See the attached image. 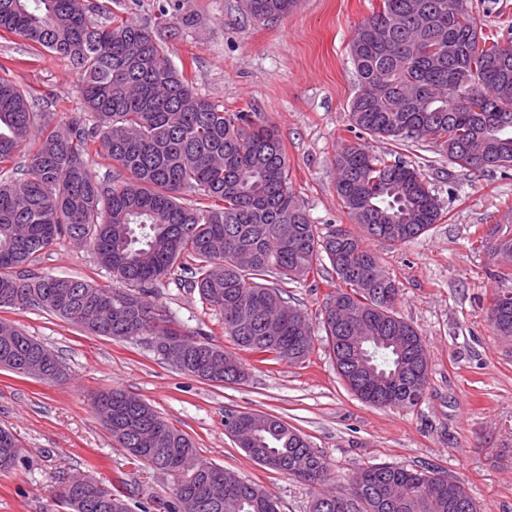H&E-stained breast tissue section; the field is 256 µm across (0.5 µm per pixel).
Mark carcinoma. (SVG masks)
Wrapping results in <instances>:
<instances>
[{
    "label": "carcinoma",
    "instance_id": "carcinoma-1",
    "mask_svg": "<svg viewBox=\"0 0 512 512\" xmlns=\"http://www.w3.org/2000/svg\"><path fill=\"white\" fill-rule=\"evenodd\" d=\"M244 12L266 22L292 10L295 0H241ZM108 3L90 0H0V32L71 62L91 124L63 122L58 113L0 76V292L14 290L34 307L96 336H152L161 346L179 338L181 370L205 381L203 349L172 325L149 299L165 280L186 277L200 300L224 315V332L240 349L268 360H304L313 329L302 309L266 284H288L298 270L329 262L345 285L328 294L345 320L321 318L336 371L361 401L410 409L411 392L425 393L428 373L418 331L395 311L398 289L367 241L389 246L429 233L440 205L421 169L371 154L362 144L336 156V194L354 227L321 233L288 191V169L274 126L251 112H226L199 97L168 57L161 31L111 17ZM482 40L470 0H382L355 31L351 61L360 87L350 104L354 127L413 145L432 140L462 170L512 167V42L497 55L473 52ZM472 98L481 111L471 110ZM38 134L24 168L17 151ZM122 170L121 181L99 179L85 161L89 143ZM66 235L91 243L99 264L120 283L102 287L72 277L37 275L33 260ZM512 276V228L490 224L480 235ZM21 342L0 340V367L28 376L32 355L51 353L17 330ZM112 439L133 457L172 476L183 512H277L271 496L234 473L199 459L197 448L144 400L112 390ZM245 419L246 454L269 469L312 484L328 479L329 464L278 417L228 414L224 427ZM158 427L160 448L140 443ZM17 439L0 428V472L15 468ZM224 483V498L207 499L203 482ZM67 512H105L66 489ZM311 512H478L461 484L454 497L435 470L371 466L349 496L322 491Z\"/></svg>",
    "mask_w": 512,
    "mask_h": 512
}]
</instances>
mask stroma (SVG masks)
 Instances as JSON below:
<instances>
[{
    "label": "stroma",
    "mask_w": 512,
    "mask_h": 512,
    "mask_svg": "<svg viewBox=\"0 0 512 512\" xmlns=\"http://www.w3.org/2000/svg\"><path fill=\"white\" fill-rule=\"evenodd\" d=\"M163 0H118L114 11L142 24L166 26L169 56L194 91L226 111L245 110L276 127L288 187L319 231L349 218L336 196L337 152L361 143L389 157L393 142L351 129L358 84L350 57L355 28L381 0H297L285 16L252 20L240 0H182L197 18L184 28ZM484 36L512 40V0H472ZM0 65L35 98L52 97L61 120L84 114L80 75L71 63L38 51L19 36H0ZM422 160L442 219L425 236L397 247L373 243L399 290L396 312L422 336L428 385L408 410L359 400L336 372L323 338L301 362L257 361L243 353L249 376L211 383L181 372L143 341L94 336L41 309L2 308L0 320L59 356L67 378L45 383L0 368V427L22 448L14 470L0 473V512H59L74 475L120 491L133 512H165L170 476L134 460L103 426L94 400L113 389L137 396L184 432L200 460L234 472L268 492L277 512H310L317 487L253 461L224 428L231 413L273 414L295 428L330 466L329 490L346 493L358 470L375 465L431 468L461 481L481 512H512V344L489 321L497 295L512 293L496 259L476 246L482 225H512V170L466 172L432 143L409 148ZM40 275L110 285L90 245L64 237L31 264ZM340 282L330 265L287 286L288 299L318 321ZM153 301L186 332L208 334L234 351L222 315L196 290L169 283Z\"/></svg>",
    "instance_id": "stroma-1"
}]
</instances>
